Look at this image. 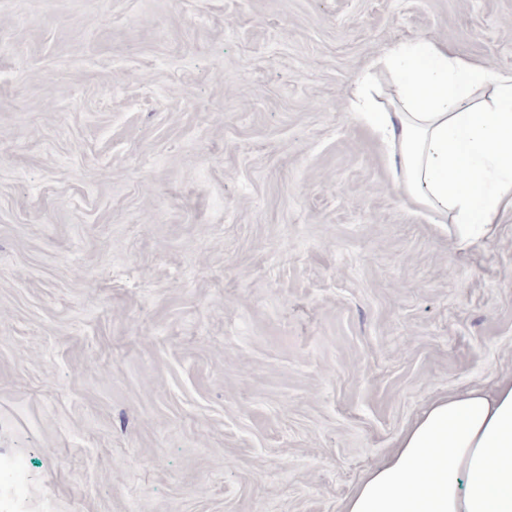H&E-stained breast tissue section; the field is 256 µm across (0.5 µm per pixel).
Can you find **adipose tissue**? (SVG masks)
I'll return each mask as SVG.
<instances>
[{
    "label": "adipose tissue",
    "mask_w": 512,
    "mask_h": 512,
    "mask_svg": "<svg viewBox=\"0 0 512 512\" xmlns=\"http://www.w3.org/2000/svg\"><path fill=\"white\" fill-rule=\"evenodd\" d=\"M382 62L397 79L392 107L359 98L355 121L384 148L401 196L447 220L458 251L481 249L512 212V72L425 39ZM342 512H512V374L430 403Z\"/></svg>",
    "instance_id": "adipose-tissue-1"
}]
</instances>
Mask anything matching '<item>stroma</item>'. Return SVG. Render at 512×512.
Returning a JSON list of instances; mask_svg holds the SVG:
<instances>
[{"label": "stroma", "instance_id": "stroma-1", "mask_svg": "<svg viewBox=\"0 0 512 512\" xmlns=\"http://www.w3.org/2000/svg\"><path fill=\"white\" fill-rule=\"evenodd\" d=\"M418 39L511 71L512 0H0V512H340L512 373V215L456 251L349 110Z\"/></svg>", "mask_w": 512, "mask_h": 512}]
</instances>
